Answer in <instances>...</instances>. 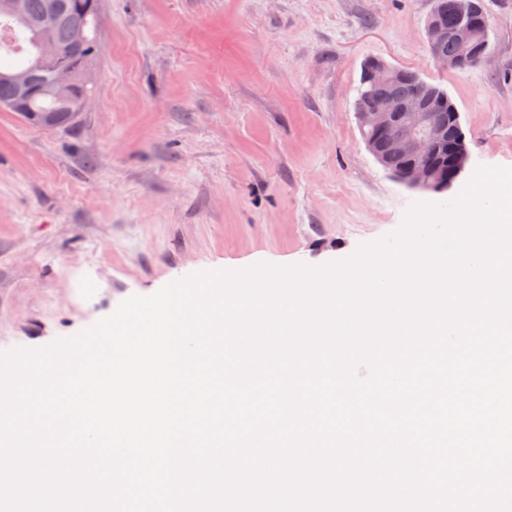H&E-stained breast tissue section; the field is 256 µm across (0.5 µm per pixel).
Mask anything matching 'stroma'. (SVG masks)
<instances>
[{"label":"stroma","mask_w":512,"mask_h":512,"mask_svg":"<svg viewBox=\"0 0 512 512\" xmlns=\"http://www.w3.org/2000/svg\"><path fill=\"white\" fill-rule=\"evenodd\" d=\"M434 6L104 0L77 123L0 109V352L72 337L197 272L348 259L413 203H442L367 150V59L447 91L470 170L512 168V0H484L493 52L466 70L428 53Z\"/></svg>","instance_id":"stroma-1"}]
</instances>
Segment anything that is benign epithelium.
<instances>
[{"mask_svg": "<svg viewBox=\"0 0 512 512\" xmlns=\"http://www.w3.org/2000/svg\"><path fill=\"white\" fill-rule=\"evenodd\" d=\"M84 23L73 28L69 44L58 45L51 34L52 26L65 14L62 3L48 0L45 13L39 18L27 13L25 0H0V13L11 18L13 24L33 34L37 63L41 67L51 64V77L46 84L35 83L30 69H21L6 75L15 89L13 101L5 107L23 112L31 94L38 90L59 100L70 102L67 113L40 112L36 123L45 128H56L63 116L77 119L84 112L91 97L85 94L93 84L91 66L80 56L89 39L90 25L97 17L100 0H79ZM445 5L436 0L427 27V42L433 59L448 69L464 65L478 66L489 56L486 34L489 18L478 0H456L455 23L449 27L443 22ZM451 39L459 48V56L448 58L437 51L438 46ZM401 77L392 65L372 59L364 64L361 94L374 100L372 107L356 112L363 140L369 153L394 178L410 189L430 194H444L463 180L470 162L466 138L461 128L460 113H448V121L432 115L435 105L446 101V96L427 82H420L410 99L394 97L389 87ZM453 140L451 175L440 173L431 162L434 149ZM403 160L392 167L387 158Z\"/></svg>", "mask_w": 512, "mask_h": 512, "instance_id": "obj_1", "label": "benign epithelium"}]
</instances>
